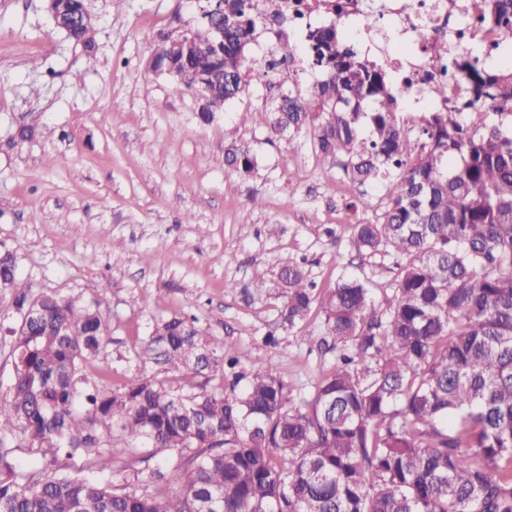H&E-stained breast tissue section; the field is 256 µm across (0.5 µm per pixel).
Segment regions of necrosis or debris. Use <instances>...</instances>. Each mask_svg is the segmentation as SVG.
I'll return each mask as SVG.
<instances>
[{
    "instance_id": "obj_1",
    "label": "necrosis or debris",
    "mask_w": 512,
    "mask_h": 512,
    "mask_svg": "<svg viewBox=\"0 0 512 512\" xmlns=\"http://www.w3.org/2000/svg\"><path fill=\"white\" fill-rule=\"evenodd\" d=\"M295 31L313 24L345 23L388 62L410 105L441 111L468 98L460 70L473 55L478 0H283ZM447 44L453 63L432 68L429 50ZM444 83L448 97H430L431 85Z\"/></svg>"
}]
</instances>
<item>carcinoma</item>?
I'll return each instance as SVG.
<instances>
[{"label": "carcinoma", "instance_id": "carcinoma-1", "mask_svg": "<svg viewBox=\"0 0 512 512\" xmlns=\"http://www.w3.org/2000/svg\"><path fill=\"white\" fill-rule=\"evenodd\" d=\"M197 2L150 66L200 95L208 122L244 90L259 19L286 14L282 0ZM482 6L479 21L512 35V0ZM48 10L93 51L86 0H48ZM305 40L304 59L286 38L276 56L324 78L282 96L270 130L310 128L322 154H344L354 182L383 186L384 210L354 235L370 254L410 258L392 293L377 306L350 277L317 296L299 263L281 262L282 320L303 324L318 300L340 346L301 408L271 366L181 315L156 323L150 343L174 369L229 367L230 392L138 376L105 393L82 376L108 336L100 303L33 292L8 254L0 291L18 321L14 382L0 403V512H207L217 494L220 512H512V67H486L478 49L463 67L470 115H403L389 68L336 26ZM224 161L253 169L246 146H228ZM13 436L53 459L82 457L101 479L33 481L16 471ZM132 439L164 461L173 496L140 489L137 476L113 484V449Z\"/></svg>", "mask_w": 512, "mask_h": 512}]
</instances>
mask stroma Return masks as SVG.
Instances as JSON below:
<instances>
[{"instance_id":"obj_1","label":"stroma","mask_w":512,"mask_h":512,"mask_svg":"<svg viewBox=\"0 0 512 512\" xmlns=\"http://www.w3.org/2000/svg\"><path fill=\"white\" fill-rule=\"evenodd\" d=\"M45 4L0 0V251L17 255L35 291L100 302L110 332L83 374L104 390L136 375L175 389H221V370L170 368L149 345L155 322L187 314L228 347L272 365L301 404L331 361L322 309L313 306L303 328L288 327L281 288L255 292L254 269L292 259L317 291L347 274L367 281L379 301L400 262L359 252L354 240V225L381 214L382 185L352 184L344 157L321 154L312 131L270 132L280 97L305 92L321 71H269L267 41L255 34L243 93L205 123L193 92L150 67L161 36L192 18L195 0H88L91 52L55 27ZM241 112L251 113L249 123H239ZM33 121L35 135L18 141V129ZM234 142L248 146L252 171L225 164ZM16 322L0 293V398L14 376L7 329ZM304 330L311 341L301 340ZM13 460L37 477L99 478L82 458H46L27 443ZM125 460L114 484L137 474L150 493L167 495L155 476L161 461L137 444Z\"/></svg>"}]
</instances>
